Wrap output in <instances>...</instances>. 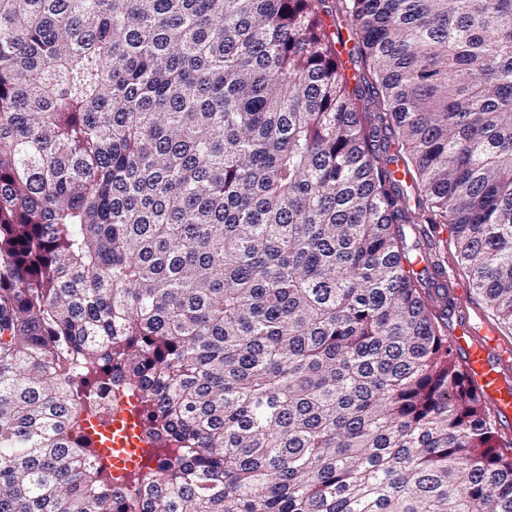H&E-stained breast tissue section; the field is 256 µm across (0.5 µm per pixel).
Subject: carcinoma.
<instances>
[{"label":"carcinoma","instance_id":"obj_1","mask_svg":"<svg viewBox=\"0 0 512 512\" xmlns=\"http://www.w3.org/2000/svg\"><path fill=\"white\" fill-rule=\"evenodd\" d=\"M441 226L512 328V0H0V512H512Z\"/></svg>","mask_w":512,"mask_h":512}]
</instances>
